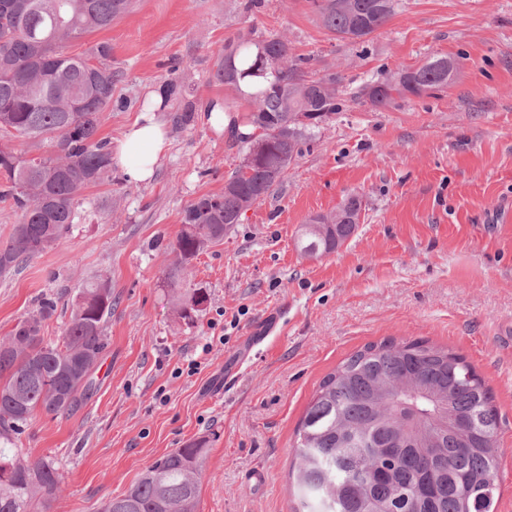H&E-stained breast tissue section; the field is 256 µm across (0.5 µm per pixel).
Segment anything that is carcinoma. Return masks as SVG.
Wrapping results in <instances>:
<instances>
[{
    "label": "carcinoma",
    "instance_id": "obj_1",
    "mask_svg": "<svg viewBox=\"0 0 512 512\" xmlns=\"http://www.w3.org/2000/svg\"><path fill=\"white\" fill-rule=\"evenodd\" d=\"M337 38L363 42L394 13V0H310ZM129 0H0V134L48 141L52 152L26 158L0 150V201L20 220L0 243V278L52 249L69 232L79 194L112 176L108 141L99 137L112 105V47L96 43L72 54L67 45L106 29ZM288 39L241 31L224 45L217 81L232 91L227 113L243 161L224 184L184 211L167 280L175 285L208 244L221 241L243 214L281 183L301 145L338 111L340 77H309ZM453 64L433 57L356 97L375 109L448 86ZM308 124L296 123L299 114ZM357 196L312 216L297 237L316 257L355 231ZM208 300L202 288L178 296L194 320ZM55 301L42 299L0 343V512L48 509L60 477L54 460L30 461L16 440L33 415L74 410L95 386L107 346L112 287L97 279L81 289L59 340L41 336ZM500 427L493 394L461 353L425 339L385 338L352 353L320 381L296 429L293 471L297 512H495ZM205 448L192 441L157 459L103 512H198Z\"/></svg>",
    "mask_w": 512,
    "mask_h": 512
}]
</instances>
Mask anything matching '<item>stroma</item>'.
Returning <instances> with one entry per match:
<instances>
[{"label":"stroma","mask_w":512,"mask_h":512,"mask_svg":"<svg viewBox=\"0 0 512 512\" xmlns=\"http://www.w3.org/2000/svg\"><path fill=\"white\" fill-rule=\"evenodd\" d=\"M133 0L112 26L69 44L112 48L117 142L148 94L186 92L153 112L167 147L149 182L121 168L85 189L70 231L0 279V340L42 298L45 338L61 336L88 281L112 286L107 347L92 394L69 414L36 413L17 441L61 475L49 512H100L164 454L201 440L199 512H292L295 431L320 380L387 337H423L465 356L502 422L497 512H512V0H396L368 41L337 39L308 0ZM285 36L309 76L338 73L340 110L316 129L284 182L185 269L206 288L181 317L166 272L186 207L220 193L243 153L207 108L240 31ZM455 64L444 89L382 109L365 83L430 57ZM191 125L177 124L185 102ZM360 222L335 252L301 254L297 232L350 196Z\"/></svg>","instance_id":"35a3bbf8"}]
</instances>
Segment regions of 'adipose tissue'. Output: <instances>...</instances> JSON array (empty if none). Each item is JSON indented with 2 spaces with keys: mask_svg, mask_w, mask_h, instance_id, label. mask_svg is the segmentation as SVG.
Here are the masks:
<instances>
[{
  "mask_svg": "<svg viewBox=\"0 0 512 512\" xmlns=\"http://www.w3.org/2000/svg\"><path fill=\"white\" fill-rule=\"evenodd\" d=\"M166 146L163 127L153 118L140 116L118 140L112 161L125 171L131 181L145 182L152 178Z\"/></svg>",
  "mask_w": 512,
  "mask_h": 512,
  "instance_id": "1",
  "label": "adipose tissue"
}]
</instances>
